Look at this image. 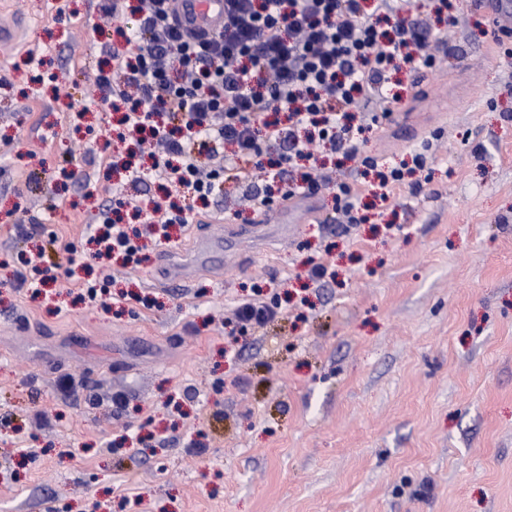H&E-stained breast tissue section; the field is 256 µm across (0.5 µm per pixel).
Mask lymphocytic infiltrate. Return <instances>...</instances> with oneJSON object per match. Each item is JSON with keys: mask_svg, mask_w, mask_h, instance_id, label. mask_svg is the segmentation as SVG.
<instances>
[{"mask_svg": "<svg viewBox=\"0 0 512 512\" xmlns=\"http://www.w3.org/2000/svg\"><path fill=\"white\" fill-rule=\"evenodd\" d=\"M174 2L135 7L131 35L146 38L147 49H113V76L100 82L103 104L125 105L128 136L150 143L159 177L203 198L232 177L252 187L257 211L301 189L332 187L339 223L358 224V191L313 165L315 144L330 142L375 173L386 196L406 175L428 170L423 150L410 167L380 170L361 140L367 123L379 121L363 105L395 99L391 72L403 63L419 76L435 65L415 0H378L371 11L363 0H224V24L210 34L178 24ZM188 222L184 208L158 201L140 239L113 224L101 242L136 264L143 240L161 242L170 225Z\"/></svg>", "mask_w": 512, "mask_h": 512, "instance_id": "1", "label": "lymphocytic infiltrate"}]
</instances>
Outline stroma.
<instances>
[{"label": "stroma", "instance_id": "stroma-1", "mask_svg": "<svg viewBox=\"0 0 512 512\" xmlns=\"http://www.w3.org/2000/svg\"><path fill=\"white\" fill-rule=\"evenodd\" d=\"M419 4L448 46L363 137L385 167L430 146L427 181L363 192L345 229L320 193L318 221L273 213L181 279L167 252L259 223L243 186L178 188L192 222L139 267L96 258L113 187L140 205L169 186L100 105L124 39L100 0H0V512H512V39ZM39 249L71 276L19 286ZM105 269L91 304L79 284ZM273 296L286 316L258 335L225 323ZM41 409L56 430L36 437Z\"/></svg>", "mask_w": 512, "mask_h": 512}]
</instances>
